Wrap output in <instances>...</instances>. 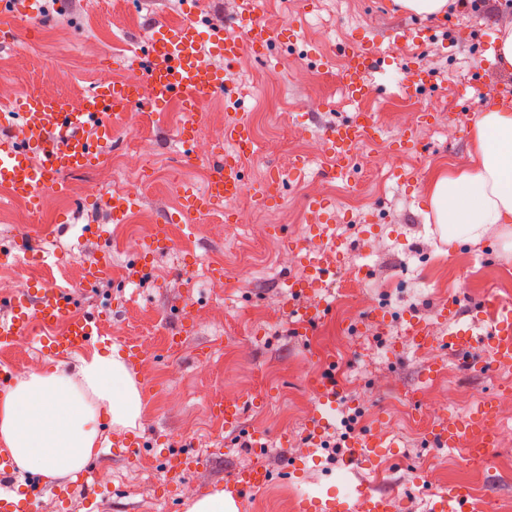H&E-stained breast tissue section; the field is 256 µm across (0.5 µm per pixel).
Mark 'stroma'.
<instances>
[{
    "instance_id": "obj_1",
    "label": "stroma",
    "mask_w": 512,
    "mask_h": 512,
    "mask_svg": "<svg viewBox=\"0 0 512 512\" xmlns=\"http://www.w3.org/2000/svg\"><path fill=\"white\" fill-rule=\"evenodd\" d=\"M185 2L64 0V13H42L34 28L0 14V31L9 34L0 39V69L23 92L87 94L105 75L124 79L128 45L155 28L182 23ZM193 2L200 48L211 54L213 30L234 20L236 0ZM286 14L295 19L296 39L273 42L261 57L245 49L230 64L213 56L225 93L199 126L217 145L206 169L183 163L187 152L177 138L182 113L146 101L135 135L117 132L102 148L103 161L65 175L73 192L88 181L99 182L104 194L129 182L140 200L126 223H113L101 198L67 207L48 194L34 218L22 200L0 191V318L11 314L4 301L20 273L6 251L16 225L35 221L48 230L40 242L48 259L37 276L42 284L68 289L76 312L97 318L102 335L93 348L134 342L144 353L129 367L143 393L140 423L128 431L101 422L100 454L89 464L108 470L111 485L91 494L66 476L43 480L33 492L20 475L16 483L27 494L17 512H187L190 498L223 488L227 474L259 459L274 479L238 512H303L304 493L332 500L359 482L395 494L401 512H426L427 501L453 484L470 487L493 512H512V441L497 443L488 462L474 466L460 449L429 446L425 422V405L434 400L443 401L444 412L467 416L470 398L489 392L490 374L500 373L504 391L512 392V365L496 362L486 335L469 357L442 346L432 360L405 334L411 319L439 340L456 327L485 323L482 299L488 294L512 306V246L505 244L502 225H493L480 242L447 245L421 193L438 172L469 161L471 113L500 98L512 81L484 48L485 40L496 39L499 20L470 10L424 18L397 11L392 0H265L262 19L270 28L280 30ZM395 30H419L423 37L402 43L392 38ZM352 35L375 39L381 65L367 76L374 95L360 102L348 98L341 80L343 49ZM299 100L317 106L294 110ZM361 109L373 113L383 139L358 150L352 176L326 175L322 129ZM241 119L252 125L259 144L244 166L246 182L280 175L283 198L269 203L253 193L241 196L232 203L241 215L237 224L225 223L220 213L182 224L181 186L204 187L224 160L225 126ZM411 123L419 146L406 152L395 137ZM137 141L147 159L140 177L106 166V159ZM298 156L309 160L301 176L292 172ZM313 198L327 203L321 216L308 207ZM158 224L172 225L174 246L158 252L139 279H129L128 240L149 237ZM107 247L108 272L84 287L87 261ZM286 249L320 252L334 267L322 288L300 300L327 306L306 334L283 306L288 280L306 274L304 266L281 265ZM208 261L224 266L229 284L223 296L202 286ZM248 263L263 266L265 278H250ZM452 297L460 301L456 322L443 316ZM189 304L194 327L184 332L181 349L170 351L166 338L182 332L180 312ZM202 360L212 362L211 372H199ZM76 362V356L25 344L7 360L0 395L31 371ZM327 372L339 395L330 426L317 434L310 426L316 397L308 384ZM226 399L245 404L234 431L212 414ZM355 411L360 429H383L394 445L346 471L325 443L339 437L343 418ZM256 432L268 437L261 458L242 444ZM130 441L136 449H127ZM176 452L205 464L167 479L165 463Z\"/></svg>"
}]
</instances>
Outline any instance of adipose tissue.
<instances>
[{
    "instance_id": "1",
    "label": "adipose tissue",
    "mask_w": 512,
    "mask_h": 512,
    "mask_svg": "<svg viewBox=\"0 0 512 512\" xmlns=\"http://www.w3.org/2000/svg\"><path fill=\"white\" fill-rule=\"evenodd\" d=\"M473 154L424 189L441 241H480L512 224V107L484 108L471 131ZM141 388L119 348L78 358L73 367L33 371L0 397V445L24 472L57 478L81 472L100 440L98 420L135 429Z\"/></svg>"
}]
</instances>
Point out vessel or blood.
<instances>
[{
	"instance_id": "1",
	"label": "vessel or blood",
	"mask_w": 512,
	"mask_h": 512,
	"mask_svg": "<svg viewBox=\"0 0 512 512\" xmlns=\"http://www.w3.org/2000/svg\"><path fill=\"white\" fill-rule=\"evenodd\" d=\"M236 18L239 33L215 29L213 50L232 62L240 57L245 46L263 49L278 40L277 32L268 28L261 18L259 0H237ZM131 61L143 71L151 91L155 108H165L171 100H178L185 109L186 119H193L197 103L223 92L221 75L204 59L195 34L193 21L155 30L143 46L133 47ZM378 64L373 41L362 39L349 47L346 53L342 81L351 99L362 100L374 93L365 76ZM138 100L134 87L109 80L100 82L80 102L66 96L45 97L28 92L19 98L16 112L21 119L19 133L13 145L0 148V186L11 194L27 198L32 212H39L42 191L60 190L64 174L77 171L102 159L101 147L111 141L117 128L115 118ZM377 129L366 113L358 112L347 122L326 127L322 132L327 159V171L341 176L350 172V161L361 144L379 139ZM252 130L248 123L238 122L224 130V165L216 169L202 192L185 191L182 215L185 220L210 216L222 202L236 197L244 187L241 150L250 145ZM39 152L40 165H31L28 155ZM139 200L137 192L108 198L106 205L114 223H124ZM170 227L157 225L155 234L136 254L130 271L139 274L150 266L157 248L170 242ZM306 279L290 281V294L304 293L319 285L324 265L314 259L306 260ZM13 316L0 321V348H8L18 338L27 337L40 342L57 354L80 352L98 333L93 317L74 311L71 293L63 288H30L28 293L11 304ZM490 333L499 363L512 362V307L498 304L489 306ZM314 392L318 401L315 428L329 423L336 409L338 389L334 381L324 377L316 382ZM497 404L496 394H489L482 407L468 418L454 416L434 423L427 438L437 448L461 449L465 459L482 462L489 458L492 437L474 442L469 433L487 429ZM387 432L370 430L353 439L344 455L343 463L352 469L358 462L374 456L379 449L391 447ZM13 463L8 455L0 453V512H8V498L12 492ZM273 475L264 464L233 470L224 479V493L234 501L248 494L260 492L272 481ZM473 493L469 488L456 486L438 493L430 502L429 512H471ZM312 512H399L396 496L375 493L372 486L362 482L353 486L342 500L321 501L310 498Z\"/></svg>"
}]
</instances>
